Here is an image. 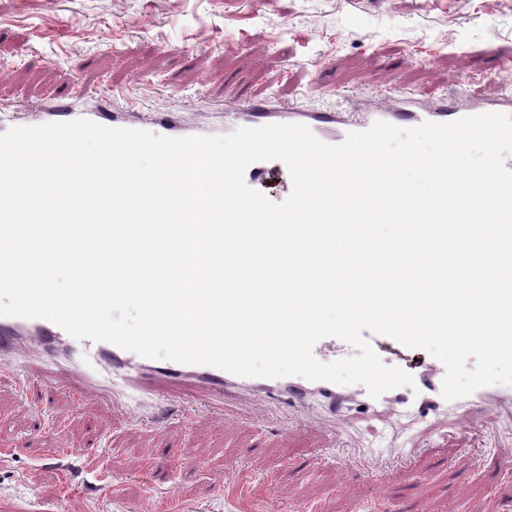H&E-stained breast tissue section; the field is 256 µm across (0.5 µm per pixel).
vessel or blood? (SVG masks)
Here are the masks:
<instances>
[{
    "mask_svg": "<svg viewBox=\"0 0 512 512\" xmlns=\"http://www.w3.org/2000/svg\"><path fill=\"white\" fill-rule=\"evenodd\" d=\"M90 97L81 84H71L63 99L45 107L34 109L27 116L14 113H0V134L14 127L36 126L50 122H69L88 119L111 128L146 130L167 137L217 136L227 135L238 128H257L269 124H301L308 127L320 140L328 144L341 143L351 132H362L375 122L385 121L395 126L415 127L423 122L446 123L469 115L487 112L512 114V91L490 102L470 105H451L439 102L422 105L416 102L411 93H396L381 106L370 108L357 116L338 111L310 113L297 107H285L273 99L240 105L234 102L225 104L224 115L212 124H200L179 114L161 113L150 118L143 117L137 106H129L126 111L114 112L105 106L89 105ZM27 341L32 350L43 360H54L57 353L68 352L73 363V372L82 381L79 401L105 398L112 407H121L122 402L115 394L101 396L94 380L97 369H104L108 375L120 376L140 370L155 373L158 379L156 391L160 397L170 398L174 386L191 377L203 383L205 395L217 401L229 397L242 385V377L221 369L199 365L179 364L171 361L162 363L140 357L106 341L89 339L78 340L70 336L56 324L44 319H25L8 316L0 317V363L9 364L19 341ZM369 342L376 354L384 355L386 366H398L406 351L405 345L384 335H370ZM445 367L435 363L432 376H417L413 386H403L390 390L389 398L399 405L415 408L423 414H430L444 405L441 395ZM270 388L288 396L289 400L299 401L303 392H317L330 404L339 401L338 387L325 381H310L300 376L269 380ZM512 398V387H482L466 401L484 414H491V399Z\"/></svg>",
    "mask_w": 512,
    "mask_h": 512,
    "instance_id": "obj_1",
    "label": "vessel or blood"
}]
</instances>
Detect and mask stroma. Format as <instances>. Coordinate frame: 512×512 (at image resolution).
I'll list each match as a JSON object with an SVG mask.
<instances>
[{"label": "stroma", "mask_w": 512, "mask_h": 512, "mask_svg": "<svg viewBox=\"0 0 512 512\" xmlns=\"http://www.w3.org/2000/svg\"><path fill=\"white\" fill-rule=\"evenodd\" d=\"M70 79L148 111L229 91L315 111L403 89L492 99L512 85V0H0V104H39ZM57 375L38 398L0 376V512H512V414L482 436L456 431L454 411L424 424L352 404L335 451L272 422L198 423L208 403L190 385L165 422L145 394L134 420L78 410ZM427 443L378 484L347 465Z\"/></svg>", "instance_id": "obj_1"}]
</instances>
